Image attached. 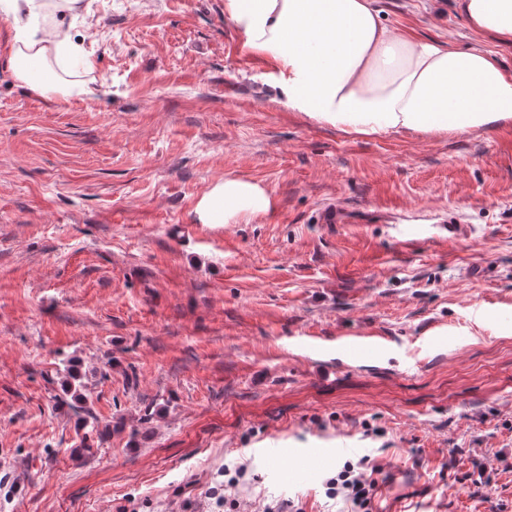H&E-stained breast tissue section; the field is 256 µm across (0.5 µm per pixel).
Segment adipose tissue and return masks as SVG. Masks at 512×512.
Segmentation results:
<instances>
[{
	"mask_svg": "<svg viewBox=\"0 0 512 512\" xmlns=\"http://www.w3.org/2000/svg\"><path fill=\"white\" fill-rule=\"evenodd\" d=\"M79 0H0L11 68L45 91L53 61L79 58L66 15ZM475 34L512 44V0H456ZM243 49L268 60L291 111L366 137L483 133L512 124V73L480 44L465 50L385 24L375 0H224ZM272 194L225 176L198 201L202 224L268 214Z\"/></svg>",
	"mask_w": 512,
	"mask_h": 512,
	"instance_id": "adipose-tissue-1",
	"label": "adipose tissue"
}]
</instances>
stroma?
<instances>
[{
    "instance_id": "obj_1",
    "label": "stroma",
    "mask_w": 512,
    "mask_h": 512,
    "mask_svg": "<svg viewBox=\"0 0 512 512\" xmlns=\"http://www.w3.org/2000/svg\"><path fill=\"white\" fill-rule=\"evenodd\" d=\"M378 7L477 41L455 0ZM66 23L94 98L19 81L0 17V512H218L236 461L244 512H344L324 481L364 456L372 512H512V125L361 137L299 118L224 0H81ZM227 174L273 210L199 223ZM331 204L348 220L318 223ZM352 335L391 349H331ZM307 448L331 454L311 467Z\"/></svg>"
}]
</instances>
